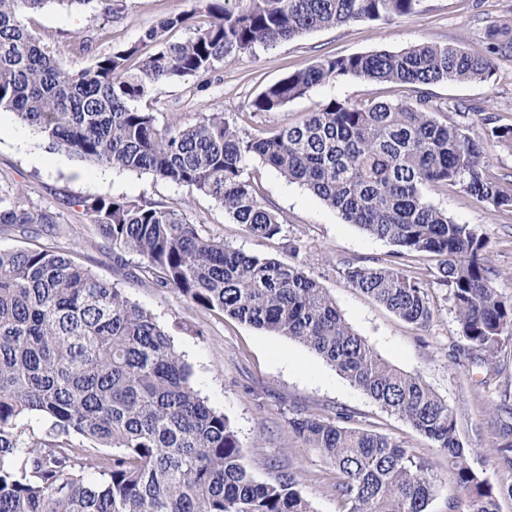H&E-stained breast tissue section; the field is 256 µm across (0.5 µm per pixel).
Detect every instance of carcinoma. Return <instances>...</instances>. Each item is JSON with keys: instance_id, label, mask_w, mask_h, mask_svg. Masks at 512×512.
I'll return each mask as SVG.
<instances>
[{"instance_id": "cac0c4a2", "label": "carcinoma", "mask_w": 512, "mask_h": 512, "mask_svg": "<svg viewBox=\"0 0 512 512\" xmlns=\"http://www.w3.org/2000/svg\"><path fill=\"white\" fill-rule=\"evenodd\" d=\"M93 0H0V111L35 128L53 150L95 169L146 172L216 200L254 236L284 234L279 214L246 178L257 157L335 209L347 224L398 248V256L442 257L436 285L447 291L463 345L494 354L512 331V302L492 286L486 240L431 204L441 182L512 212V173L485 174V139L437 120L425 87L486 81L493 57L512 56V37L486 31L487 54L422 43L405 51L323 58L266 87L253 115L274 112L341 76L409 87L390 102L332 99L264 138L241 135L222 112L191 125L159 126L142 102L158 86L205 77L258 45L363 19L410 14L420 0H205L209 21L163 18L140 39L73 70L33 35L30 16L49 4ZM190 35L173 41L169 33ZM0 186V226L56 224ZM82 213L112 245L129 277L170 288L199 309L306 346L448 458L462 500L448 512H500L512 484L493 490L472 468L454 413L423 377L379 357L344 321L305 270L303 245L286 262L246 254L203 236L182 210L147 199L84 198ZM353 288L404 321L433 320L428 288L379 263L345 265ZM302 447L329 461L347 512H428L430 464L372 430L297 414ZM110 448L105 455L101 449ZM0 512H313L297 474L258 481L238 433L192 382L170 334L125 289L51 248L0 250Z\"/></svg>"}]
</instances>
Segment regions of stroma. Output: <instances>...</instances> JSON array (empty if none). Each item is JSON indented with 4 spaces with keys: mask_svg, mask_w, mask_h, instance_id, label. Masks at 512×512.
Masks as SVG:
<instances>
[{
    "mask_svg": "<svg viewBox=\"0 0 512 512\" xmlns=\"http://www.w3.org/2000/svg\"><path fill=\"white\" fill-rule=\"evenodd\" d=\"M194 13L204 21L200 0H94L81 12L52 5L34 15L30 28L72 68L90 65L94 55L137 41L159 19ZM497 25L512 33V0H421L415 13L391 21L362 20L306 33L273 47L258 46L231 62L216 63L209 84L185 76L157 87L147 106L159 124L198 121L220 112L242 135L261 136L301 121L329 100L397 101L406 87L339 77L288 102L277 111L251 116L252 100L268 85L324 57H346L377 50L399 52L429 42L482 54L484 31ZM92 44L76 51L78 41ZM430 95L439 121H462L484 134L487 118L512 123V57L496 58L493 76L484 82L435 84ZM468 114H461V107ZM247 174L258 196L278 211L288 235L305 246L310 272L328 292L346 323L392 366L418 373L452 408L460 438L471 448L470 463L493 486L512 483L499 450L512 443V335L503 336L491 364L458 356V325L452 303L434 287L437 257L425 253L397 256L390 243L344 223L304 186L252 159ZM0 184L19 188L21 204L46 208L58 216L55 234L18 229L0 231V249L51 246L98 277L118 283L129 299L150 311L170 332L192 366L193 381L209 404L226 414L238 432L246 462L261 481L274 479L275 464L301 473L314 512H345L332 490V469L318 451L301 447L288 426L296 414L335 419L347 413L348 426L373 430L399 442L410 454L433 465L435 497L428 512H447L460 497L455 476L432 443L404 420L382 409L302 344L256 329L225 315L208 313L167 288L131 281L115 271L108 243L74 202L88 197H147L180 205L203 235L224 240L248 254L287 261L282 237H256L233 223L211 197L154 178L148 173L95 170L77 157L49 149L40 133L13 113L0 111ZM428 201L456 223L474 226L487 242L494 288L512 300V214L478 201L460 188L431 184ZM392 264L408 277L426 282L434 308L428 328L400 319L385 306L353 288L345 262Z\"/></svg>",
    "mask_w": 512,
    "mask_h": 512,
    "instance_id": "obj_1",
    "label": "stroma"
}]
</instances>
